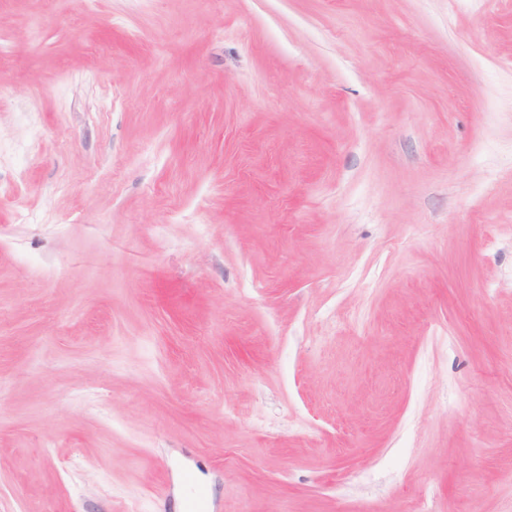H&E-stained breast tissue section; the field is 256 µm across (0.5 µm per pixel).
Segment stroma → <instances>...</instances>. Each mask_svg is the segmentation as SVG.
<instances>
[{"instance_id":"35a3bbf8","label":"stroma","mask_w":512,"mask_h":512,"mask_svg":"<svg viewBox=\"0 0 512 512\" xmlns=\"http://www.w3.org/2000/svg\"><path fill=\"white\" fill-rule=\"evenodd\" d=\"M0 512H512V0H0Z\"/></svg>"}]
</instances>
